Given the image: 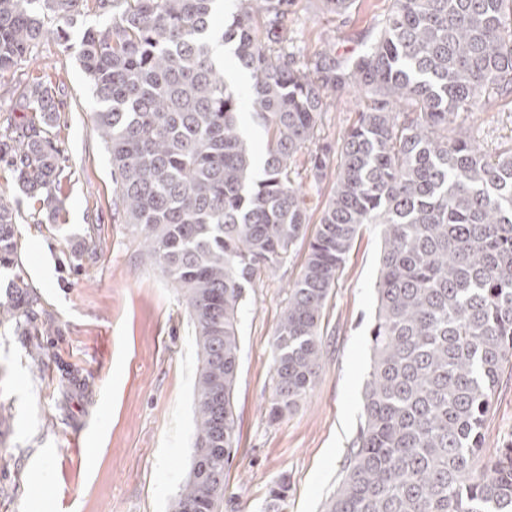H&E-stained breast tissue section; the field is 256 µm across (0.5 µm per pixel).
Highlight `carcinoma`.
<instances>
[{"label":"carcinoma","instance_id":"1","mask_svg":"<svg viewBox=\"0 0 512 512\" xmlns=\"http://www.w3.org/2000/svg\"><path fill=\"white\" fill-rule=\"evenodd\" d=\"M299 0H0V75L90 14L79 61L112 161L121 223L185 297L200 366L190 473L171 512H220L235 445L233 391L247 289L306 245L274 333L277 421L315 387L323 310L367 224L383 246L363 416L324 512H512V443L487 456L483 428L512 378V146L482 151L461 112L512 97V0H392L373 42L305 58ZM233 44L230 83L210 39ZM363 100L337 148L336 180L314 231L297 179L318 184L327 99ZM57 92L33 82L11 103L0 162L40 212L62 210L65 159L50 135ZM264 127L259 173L242 111ZM307 151L305 172L296 157ZM17 210L0 200V270L14 271L0 327L25 336L41 296L18 271ZM288 495L280 479L267 512Z\"/></svg>","mask_w":512,"mask_h":512}]
</instances>
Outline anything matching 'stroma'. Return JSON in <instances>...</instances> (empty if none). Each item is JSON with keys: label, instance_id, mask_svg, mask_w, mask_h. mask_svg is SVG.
Wrapping results in <instances>:
<instances>
[{"label": "stroma", "instance_id": "35a3bbf8", "mask_svg": "<svg viewBox=\"0 0 512 512\" xmlns=\"http://www.w3.org/2000/svg\"><path fill=\"white\" fill-rule=\"evenodd\" d=\"M391 0H353L342 15L313 8L295 29L308 53L345 54L373 40ZM87 16L69 28V45L42 43L32 60L0 77L5 108L26 82L59 91L57 140L66 157L62 211L42 219L19 202L9 169L0 164V196L18 203L22 271L42 295L41 357L29 337L0 333V482L18 493L0 512H170L192 462L194 384L198 359L185 298L159 267L141 263L140 245L117 221L112 164L92 114L96 104L77 60ZM361 104L345 94L324 113L321 145L336 147ZM488 153L512 144V98L487 112L461 113ZM379 229L356 237L329 292L322 327L325 354L309 397L278 421L268 418L273 387L274 330L304 251L247 292L240 314V357L234 388L237 450L224 471V497L235 512H265L268 489L287 479L279 512H323L342 477V463L363 412L370 363ZM76 371L80 386L64 379ZM512 439V384L503 386L484 428L493 455Z\"/></svg>", "mask_w": 512, "mask_h": 512}]
</instances>
